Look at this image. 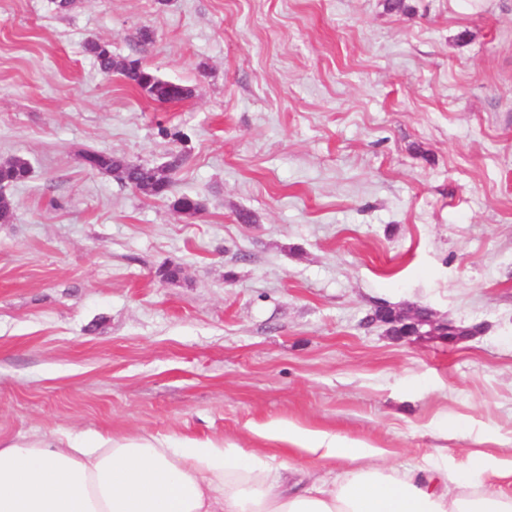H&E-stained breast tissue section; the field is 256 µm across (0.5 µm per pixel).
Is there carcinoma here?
<instances>
[{
	"label": "carcinoma",
	"instance_id": "1",
	"mask_svg": "<svg viewBox=\"0 0 512 512\" xmlns=\"http://www.w3.org/2000/svg\"><path fill=\"white\" fill-rule=\"evenodd\" d=\"M86 51L95 59L103 74L110 75L117 72L124 75L127 80L159 103L179 101L192 96L193 90L190 87L163 80L136 60L119 59L113 56L109 45L105 43L90 41L86 45ZM79 156L87 167L123 175L134 182L139 190L158 197L168 195L171 187L170 174L183 162L180 154L172 155V161L160 167L133 164L92 149L80 151ZM30 173L29 162L21 157L0 165V224H11L14 221L13 203L3 194V190L24 182ZM172 205L179 212L190 209L195 215L204 210V204L200 199L188 195L175 198Z\"/></svg>",
	"mask_w": 512,
	"mask_h": 512
}]
</instances>
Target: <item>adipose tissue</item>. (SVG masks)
<instances>
[{
	"instance_id": "1",
	"label": "adipose tissue",
	"mask_w": 512,
	"mask_h": 512,
	"mask_svg": "<svg viewBox=\"0 0 512 512\" xmlns=\"http://www.w3.org/2000/svg\"><path fill=\"white\" fill-rule=\"evenodd\" d=\"M253 431L309 460L350 466L304 485L265 449L220 440H0V512H512V495L480 481L492 468L512 476V461L495 465L474 453L464 471L448 457L400 470L382 465L385 449L334 434L278 423Z\"/></svg>"
}]
</instances>
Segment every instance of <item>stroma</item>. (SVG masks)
Listing matches in <instances>:
<instances>
[{
    "label": "stroma",
    "mask_w": 512,
    "mask_h": 512,
    "mask_svg": "<svg viewBox=\"0 0 512 512\" xmlns=\"http://www.w3.org/2000/svg\"><path fill=\"white\" fill-rule=\"evenodd\" d=\"M406 5L0 0V163L32 168L0 224V439L249 449L279 422L512 460V0ZM91 40L192 96L102 74ZM89 147L185 161L158 198ZM380 303L474 334L397 341Z\"/></svg>",
    "instance_id": "35a3bbf8"
}]
</instances>
